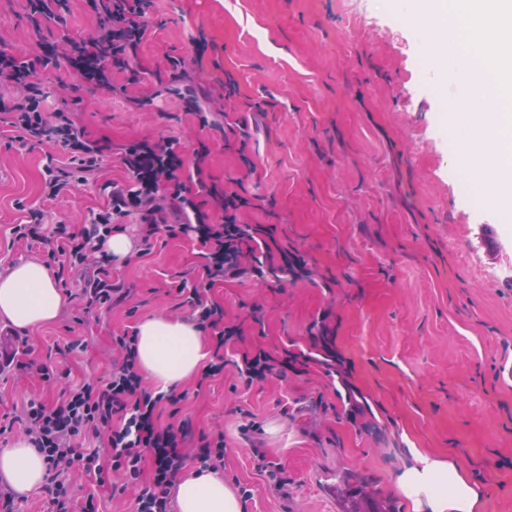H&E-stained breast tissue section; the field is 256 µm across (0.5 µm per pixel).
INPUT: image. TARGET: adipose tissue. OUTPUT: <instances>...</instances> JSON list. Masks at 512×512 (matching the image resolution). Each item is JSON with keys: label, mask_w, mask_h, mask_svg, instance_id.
Here are the masks:
<instances>
[{"label": "adipose tissue", "mask_w": 512, "mask_h": 512, "mask_svg": "<svg viewBox=\"0 0 512 512\" xmlns=\"http://www.w3.org/2000/svg\"><path fill=\"white\" fill-rule=\"evenodd\" d=\"M65 298L48 268L27 260L0 274V320L32 330L53 324ZM142 370L166 392L198 371L206 340L197 325L156 316L138 327ZM412 461L400 469L396 486L412 512H482L483 488L453 460L412 449ZM48 476L44 456L28 440L0 449V481L18 495L40 487ZM178 512H243L234 489L213 472L192 469L176 485Z\"/></svg>", "instance_id": "adipose-tissue-1"}]
</instances>
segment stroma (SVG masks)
<instances>
[{"instance_id":"obj_1","label":"stroma","mask_w":512,"mask_h":512,"mask_svg":"<svg viewBox=\"0 0 512 512\" xmlns=\"http://www.w3.org/2000/svg\"><path fill=\"white\" fill-rule=\"evenodd\" d=\"M24 6L0 0V38L19 52L96 28L85 0H69L60 20H31ZM431 29L411 0H367L362 17L352 0H154L138 83L115 73L116 91L105 95L62 90L63 64L41 75L50 94L75 100L89 139L206 145L205 180H241L253 203L244 222L273 227L307 263L309 277L297 282L211 288L225 322L243 323L245 336L224 349L222 374L193 378L179 406L159 407V426L186 419L198 435L223 429L224 480L252 492L243 512H344L329 476L367 480L409 512L396 477L414 448L454 458L482 483L483 512H512V278L501 275L512 269V223H502L491 188L460 192L445 123L456 85L441 80L445 60L432 59L426 79L419 68ZM200 44L196 76L215 114L206 128L163 85L167 56L193 58ZM128 95L143 106L128 107ZM242 143L252 168L239 160ZM52 151L0 140V274L42 258L13 241L27 209L45 206L78 225L107 205V183L125 178L113 153L97 178L44 203ZM201 263L196 239L165 236L150 254L113 263V279L130 290L124 303L86 313L79 292L89 272L76 269L55 323L15 336L0 322V351L31 364L22 379L0 375V416H20L31 397L58 404L42 367L104 384L119 357L113 336L150 316L192 319L176 293ZM72 341L78 349L65 352ZM260 348L309 361L243 385L235 363ZM332 351L344 361L331 371ZM252 420L258 430L244 432ZM259 453L284 468L287 491L258 471Z\"/></svg>"}]
</instances>
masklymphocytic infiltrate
I'll use <instances>...</instances> for the list:
<instances>
[{
    "label": "lymphocytic infiltrate",
    "mask_w": 512,
    "mask_h": 512,
    "mask_svg": "<svg viewBox=\"0 0 512 512\" xmlns=\"http://www.w3.org/2000/svg\"><path fill=\"white\" fill-rule=\"evenodd\" d=\"M98 18L94 34L84 40L67 41L63 50L47 55L21 54L0 49V78L17 94L0 96V138L21 143L49 142L56 150L45 167L42 195L57 200L76 185L86 183L101 171L105 157L118 151L127 181L113 185L106 207L93 213L79 231L53 221L47 211L32 209L26 223L14 225L16 241L40 245L48 261L68 271L79 266L93 272L81 299L92 311L118 303L124 293L112 280V257L105 244L115 225L129 217L139 220L142 251H149L160 233L196 235L203 248V263L191 286L182 288L185 305L197 315L198 325L212 329L218 345L242 338L243 328L224 322L223 308L208 298L216 283L244 276L264 275L257 261L258 247L267 246L273 233L262 225L243 224L239 215L249 201L236 191L207 183L203 164L207 148L187 151L180 139L137 140L113 149L110 142L89 139L79 126L68 102L47 110L48 94L39 78L51 58L68 63L77 85L111 93L114 72L132 70L146 41L150 24L147 0H87ZM167 64L176 95L187 111L195 113L201 126L209 117L199 103L202 89L187 84L185 60L168 57ZM207 192L221 211L212 217L194 199V190ZM122 361L106 384L88 381L68 385L59 405L50 408L40 399H28L24 408V434L43 454L50 478L44 493L50 512H99L94 497L75 504L68 474L72 469L99 485L120 476L121 491L131 492L132 512H170L169 490L184 467L182 446L185 430L161 428L155 423L159 403L177 405L175 393L155 392L143 384L138 361V336L124 333L112 339ZM99 437L98 445L84 444L86 434ZM151 452L155 468L150 485L140 483L144 452ZM109 464H101V455Z\"/></svg>",
    "instance_id": "1"
}]
</instances>
